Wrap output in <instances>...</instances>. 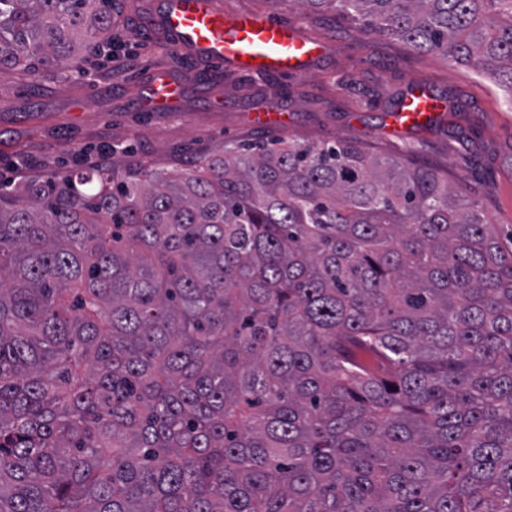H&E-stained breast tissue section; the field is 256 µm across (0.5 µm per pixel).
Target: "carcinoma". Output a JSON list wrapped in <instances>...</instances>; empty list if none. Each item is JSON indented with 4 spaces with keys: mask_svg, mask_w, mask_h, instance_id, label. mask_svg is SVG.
<instances>
[{
    "mask_svg": "<svg viewBox=\"0 0 512 512\" xmlns=\"http://www.w3.org/2000/svg\"><path fill=\"white\" fill-rule=\"evenodd\" d=\"M296 2L512 95V0ZM111 30L0 0V69ZM0 512H512V247L341 139L0 188Z\"/></svg>",
    "mask_w": 512,
    "mask_h": 512,
    "instance_id": "cac0c4a2",
    "label": "carcinoma"
}]
</instances>
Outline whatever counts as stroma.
<instances>
[{"label":"stroma","instance_id":"1","mask_svg":"<svg viewBox=\"0 0 512 512\" xmlns=\"http://www.w3.org/2000/svg\"><path fill=\"white\" fill-rule=\"evenodd\" d=\"M220 2L230 13L299 25L326 41L327 54L292 77L241 75L173 46L155 23L163 0H114L116 56L92 76L52 67L0 71V181L54 175L87 145L125 148L127 165L183 170L227 140L341 138L441 170L459 195L492 218L503 241L512 240V105L503 90L465 67L369 33L364 21L346 15L308 16L296 0ZM156 71L182 84L178 111L139 107ZM413 80L467 107L446 113L432 129L386 137L392 103ZM274 104L288 108L290 128L254 125L257 111Z\"/></svg>","mask_w":512,"mask_h":512}]
</instances>
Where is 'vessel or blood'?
<instances>
[{
    "instance_id": "b4317fda",
    "label": "vessel or blood",
    "mask_w": 512,
    "mask_h": 512,
    "mask_svg": "<svg viewBox=\"0 0 512 512\" xmlns=\"http://www.w3.org/2000/svg\"><path fill=\"white\" fill-rule=\"evenodd\" d=\"M160 23L177 47L247 75H296L327 51L324 42L298 26L254 13H227L217 0H165ZM148 87L144 107L149 112L172 110L182 95L181 85L163 73L152 75ZM450 109L445 94L411 84L392 111L390 132L401 135L426 126Z\"/></svg>"
}]
</instances>
